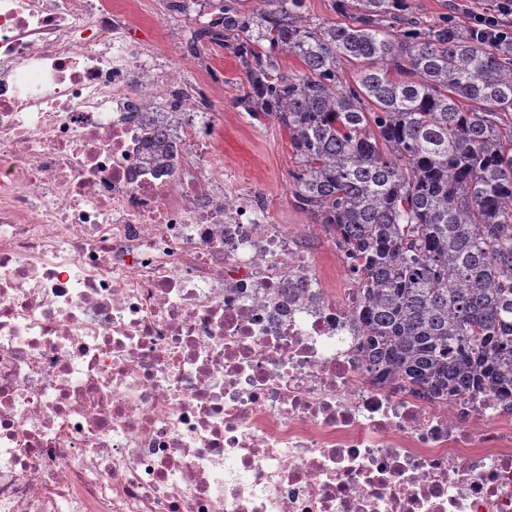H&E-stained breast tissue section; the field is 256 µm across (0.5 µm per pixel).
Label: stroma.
Instances as JSON below:
<instances>
[{
  "mask_svg": "<svg viewBox=\"0 0 512 512\" xmlns=\"http://www.w3.org/2000/svg\"><path fill=\"white\" fill-rule=\"evenodd\" d=\"M184 68L188 77L195 79L204 77L209 69L223 77V91L215 95L210 109L224 116L216 138L224 152L225 173L247 176L254 188L266 196L270 210L286 223H312V216L297 207L292 196L290 174L297 167V159L286 132L273 121L250 123L244 111L234 104L245 75L231 51L206 46L203 64L188 62Z\"/></svg>",
  "mask_w": 512,
  "mask_h": 512,
  "instance_id": "stroma-1",
  "label": "stroma"
}]
</instances>
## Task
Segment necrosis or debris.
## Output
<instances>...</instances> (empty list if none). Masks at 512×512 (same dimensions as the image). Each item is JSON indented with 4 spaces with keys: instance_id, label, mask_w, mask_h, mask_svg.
<instances>
[{
    "instance_id": "4bbe7bcc",
    "label": "necrosis or debris",
    "mask_w": 512,
    "mask_h": 512,
    "mask_svg": "<svg viewBox=\"0 0 512 512\" xmlns=\"http://www.w3.org/2000/svg\"><path fill=\"white\" fill-rule=\"evenodd\" d=\"M221 83L0 0V512H512V399L371 382L335 235L221 177ZM325 284L329 288H338L343 282L344 276L347 275V270L343 264L342 259L337 253L325 252L321 258Z\"/></svg>"
}]
</instances>
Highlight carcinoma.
Here are the masks:
<instances>
[{"label":"carcinoma","instance_id":"obj_1","mask_svg":"<svg viewBox=\"0 0 512 512\" xmlns=\"http://www.w3.org/2000/svg\"><path fill=\"white\" fill-rule=\"evenodd\" d=\"M412 2L332 0L347 21L316 22L304 0H208L188 44L230 50L237 105L288 133L297 206L361 284L371 378L512 393V45Z\"/></svg>","mask_w":512,"mask_h":512}]
</instances>
